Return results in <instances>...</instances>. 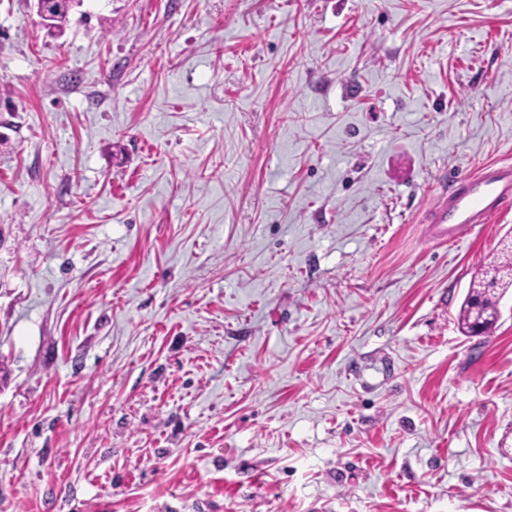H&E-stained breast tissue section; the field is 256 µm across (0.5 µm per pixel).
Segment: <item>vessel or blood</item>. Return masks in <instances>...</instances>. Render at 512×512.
Segmentation results:
<instances>
[{
    "mask_svg": "<svg viewBox=\"0 0 512 512\" xmlns=\"http://www.w3.org/2000/svg\"><path fill=\"white\" fill-rule=\"evenodd\" d=\"M512 208V163L490 164L459 174L442 190L424 222L429 240L441 245L456 241L462 231L488 224Z\"/></svg>",
    "mask_w": 512,
    "mask_h": 512,
    "instance_id": "b4317fda",
    "label": "vessel or blood"
}]
</instances>
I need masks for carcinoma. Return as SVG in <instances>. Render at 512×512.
Listing matches in <instances>:
<instances>
[{
  "label": "carcinoma",
  "instance_id": "carcinoma-1",
  "mask_svg": "<svg viewBox=\"0 0 512 512\" xmlns=\"http://www.w3.org/2000/svg\"><path fill=\"white\" fill-rule=\"evenodd\" d=\"M510 288L512 252H503L469 285L458 313L462 332L480 336L491 333L500 320L499 301Z\"/></svg>",
  "mask_w": 512,
  "mask_h": 512
}]
</instances>
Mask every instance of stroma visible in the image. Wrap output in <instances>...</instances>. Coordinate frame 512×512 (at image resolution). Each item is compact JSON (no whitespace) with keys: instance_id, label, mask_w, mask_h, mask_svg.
I'll return each instance as SVG.
<instances>
[{"instance_id":"stroma-1","label":"stroma","mask_w":512,"mask_h":512,"mask_svg":"<svg viewBox=\"0 0 512 512\" xmlns=\"http://www.w3.org/2000/svg\"><path fill=\"white\" fill-rule=\"evenodd\" d=\"M512 0H0V512H512ZM512 207V163L490 164L459 174L442 190L425 214L429 240L441 245L456 241L465 228L489 224ZM512 288V251L501 252L469 285L458 313L462 332L488 335L500 320L499 301Z\"/></svg>"}]
</instances>
